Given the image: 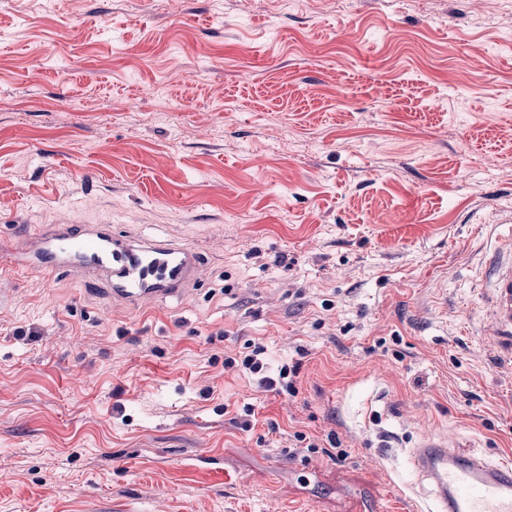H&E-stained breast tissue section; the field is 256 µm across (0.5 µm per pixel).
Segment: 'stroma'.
Returning a JSON list of instances; mask_svg holds the SVG:
<instances>
[{"label":"stroma","instance_id":"1","mask_svg":"<svg viewBox=\"0 0 512 512\" xmlns=\"http://www.w3.org/2000/svg\"><path fill=\"white\" fill-rule=\"evenodd\" d=\"M509 37L512 0H0V236L66 217L200 267L137 308L0 273V512H433L419 429L511 457L473 286ZM250 341L296 395L225 369Z\"/></svg>","mask_w":512,"mask_h":512}]
</instances>
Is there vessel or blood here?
<instances>
[{
  "instance_id": "obj_1",
  "label": "vessel or blood",
  "mask_w": 512,
  "mask_h": 512,
  "mask_svg": "<svg viewBox=\"0 0 512 512\" xmlns=\"http://www.w3.org/2000/svg\"><path fill=\"white\" fill-rule=\"evenodd\" d=\"M487 272L477 281L485 290L488 336L512 335V226L498 229L486 256ZM0 267L49 276L79 269L105 282L113 298L137 306L197 282V258L187 249L135 241L103 226L62 220L15 243L0 240ZM427 479L442 512H512V466L466 455L441 433H422L410 456Z\"/></svg>"
}]
</instances>
